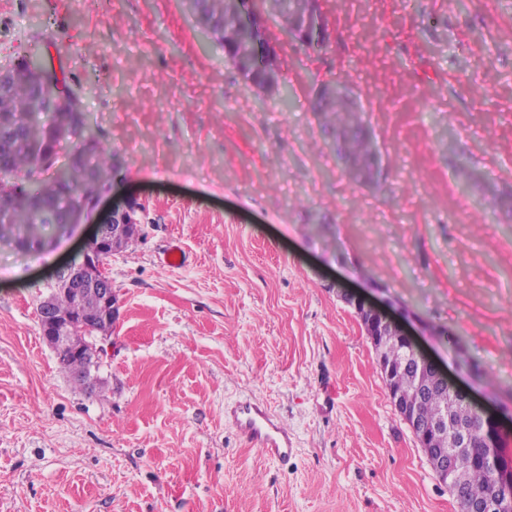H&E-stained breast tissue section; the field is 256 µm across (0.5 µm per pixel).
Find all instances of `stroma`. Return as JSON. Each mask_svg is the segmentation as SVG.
I'll return each instance as SVG.
<instances>
[{
  "label": "stroma",
  "mask_w": 512,
  "mask_h": 512,
  "mask_svg": "<svg viewBox=\"0 0 512 512\" xmlns=\"http://www.w3.org/2000/svg\"><path fill=\"white\" fill-rule=\"evenodd\" d=\"M310 49L266 27L276 88L250 84L185 0H0V69L62 77L134 199L110 261L120 319L105 390L75 391L37 304L92 231L0 248V512H458L394 410L350 290L410 311L423 351L512 410V0H323ZM346 85L382 157L374 185L321 133ZM182 262L166 265L170 246ZM257 398L294 436L247 447ZM225 420L234 426L242 440L265 457L288 462L294 441L285 427L261 400L246 399L226 408Z\"/></svg>",
  "instance_id": "1"
}]
</instances>
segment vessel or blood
<instances>
[{"label":"vessel or blood","instance_id":"1","mask_svg":"<svg viewBox=\"0 0 512 512\" xmlns=\"http://www.w3.org/2000/svg\"><path fill=\"white\" fill-rule=\"evenodd\" d=\"M225 419L248 446L258 449L268 459L285 463L291 458L293 437L263 401L238 402L226 408Z\"/></svg>","mask_w":512,"mask_h":512}]
</instances>
